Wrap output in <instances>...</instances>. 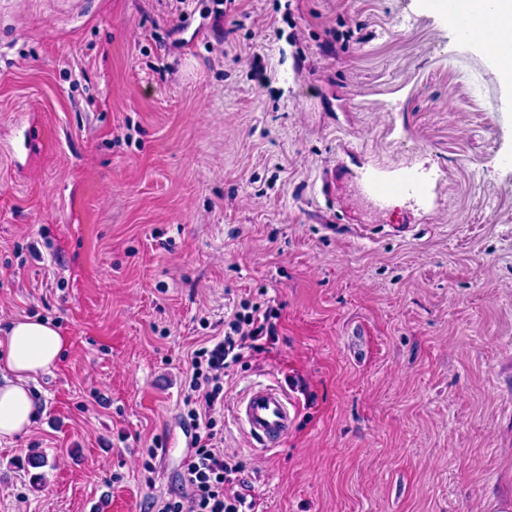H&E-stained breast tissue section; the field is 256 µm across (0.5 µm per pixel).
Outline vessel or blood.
Returning <instances> with one entry per match:
<instances>
[{
  "label": "vessel or blood",
  "mask_w": 512,
  "mask_h": 512,
  "mask_svg": "<svg viewBox=\"0 0 512 512\" xmlns=\"http://www.w3.org/2000/svg\"><path fill=\"white\" fill-rule=\"evenodd\" d=\"M358 186L379 212L387 210L396 198L429 193L428 185L414 176L379 178L367 173L360 177ZM296 412L295 403L281 388L256 384L238 399L234 421L251 439L254 448L269 449L287 438Z\"/></svg>",
  "instance_id": "obj_1"
}]
</instances>
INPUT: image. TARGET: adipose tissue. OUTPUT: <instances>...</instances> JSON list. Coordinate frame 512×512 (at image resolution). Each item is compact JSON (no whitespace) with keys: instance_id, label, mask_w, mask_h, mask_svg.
Masks as SVG:
<instances>
[{"instance_id":"obj_1","label":"adipose tissue","mask_w":512,"mask_h":512,"mask_svg":"<svg viewBox=\"0 0 512 512\" xmlns=\"http://www.w3.org/2000/svg\"><path fill=\"white\" fill-rule=\"evenodd\" d=\"M423 9L447 19L457 37L482 51L503 86L512 88V0H421ZM64 347L58 328L44 319L21 317L0 334V438L27 433L38 402L29 386L55 367Z\"/></svg>"}]
</instances>
